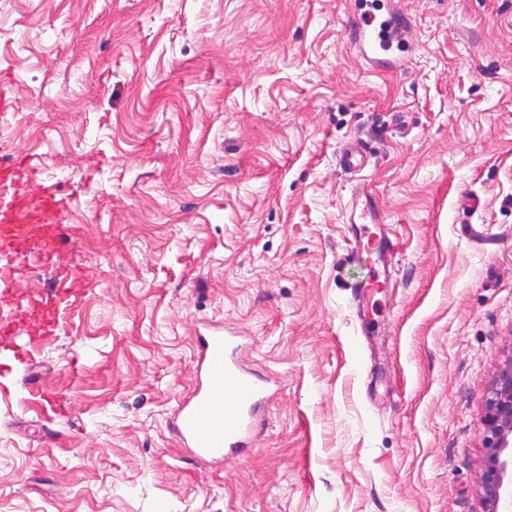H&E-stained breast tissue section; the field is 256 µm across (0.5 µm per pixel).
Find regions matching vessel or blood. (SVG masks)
Masks as SVG:
<instances>
[{"mask_svg": "<svg viewBox=\"0 0 512 512\" xmlns=\"http://www.w3.org/2000/svg\"><path fill=\"white\" fill-rule=\"evenodd\" d=\"M385 10V17H377L372 0H362L348 29L355 48L368 63L395 71L401 68L402 59L392 55L391 49L403 45L410 21L395 0H387ZM371 157L370 145L355 138L339 148L336 162L342 171L358 173ZM35 173V164L26 156L0 164V188L12 193L9 210L0 213V307L9 312L0 322V345L13 342L26 326L32 306L42 314L43 336L66 334L60 305L77 301L87 286L72 244L75 228L65 221L71 200L55 185L36 180ZM351 214L363 224L381 221L370 197H353ZM398 248L387 234L357 232L348 242L347 254L364 253L385 264ZM36 263L55 272L53 287L17 294L14 284L25 281ZM196 343L195 385L178 400L169 429L197 463L210 466L252 452L258 419L274 394V382L241 363L240 336L213 326L198 334Z\"/></svg>", "mask_w": 512, "mask_h": 512, "instance_id": "vessel-or-blood-1", "label": "vessel or blood"}]
</instances>
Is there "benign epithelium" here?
I'll return each mask as SVG.
<instances>
[{
  "instance_id": "benign-epithelium-1",
  "label": "benign epithelium",
  "mask_w": 512,
  "mask_h": 512,
  "mask_svg": "<svg viewBox=\"0 0 512 512\" xmlns=\"http://www.w3.org/2000/svg\"><path fill=\"white\" fill-rule=\"evenodd\" d=\"M484 462L478 481L483 512H512V355L484 399Z\"/></svg>"
}]
</instances>
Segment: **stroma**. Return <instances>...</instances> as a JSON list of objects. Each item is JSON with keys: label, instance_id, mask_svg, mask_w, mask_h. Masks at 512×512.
<instances>
[{"label": "stroma", "instance_id": "35a3bbf8", "mask_svg": "<svg viewBox=\"0 0 512 512\" xmlns=\"http://www.w3.org/2000/svg\"><path fill=\"white\" fill-rule=\"evenodd\" d=\"M399 6L405 64L382 72L348 39L355 0H0V143L72 197L89 270L70 335L0 365V512H482L512 354V0ZM363 190L403 243L367 337ZM210 324L278 386L256 451L217 467L168 426ZM372 154V149L367 142L354 138L339 148L336 153V162L344 172L359 173L367 167Z\"/></svg>", "mask_w": 512, "mask_h": 512}]
</instances>
